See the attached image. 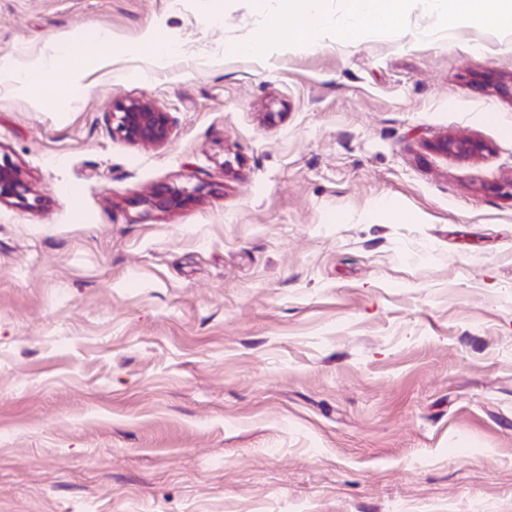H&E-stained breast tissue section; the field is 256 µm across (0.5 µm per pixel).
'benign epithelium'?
<instances>
[{"label": "benign epithelium", "mask_w": 512, "mask_h": 512, "mask_svg": "<svg viewBox=\"0 0 512 512\" xmlns=\"http://www.w3.org/2000/svg\"><path fill=\"white\" fill-rule=\"evenodd\" d=\"M112 132L134 145L161 146L168 143L173 134V125L169 113L163 111L151 101L132 100L118 101L112 104ZM437 148L448 150L462 156L478 154L485 146L471 139H445ZM30 187L22 171L6 159L0 160V203L15 200L19 203L27 201ZM188 200L185 191L162 187L152 197L153 207L161 210H172L183 206Z\"/></svg>", "instance_id": "7a95c632"}]
</instances>
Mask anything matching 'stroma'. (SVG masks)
Returning a JSON list of instances; mask_svg holds the SVG:
<instances>
[{"instance_id": "1", "label": "stroma", "mask_w": 512, "mask_h": 512, "mask_svg": "<svg viewBox=\"0 0 512 512\" xmlns=\"http://www.w3.org/2000/svg\"><path fill=\"white\" fill-rule=\"evenodd\" d=\"M277 8L0 0V58L70 86L0 77V512H512V36ZM279 15L293 40L304 38L308 30L322 22V0H278ZM289 24V26H288ZM112 53V36L110 33L101 32L98 36L86 43L78 57L71 63L78 71H85L97 66L100 61ZM6 75L15 78L33 99H41L46 96L62 98L70 93L67 84L55 83L50 86L46 81L43 69L38 66L30 67L18 74L13 70H9L6 72ZM110 117L112 132L134 145L161 146L173 134L169 113L151 101L115 102ZM437 148L448 153V150L460 154L462 156H470L478 154L485 150V146L478 141L471 139H444ZM31 192L22 171L12 162L1 158L0 160V203L10 202L11 199L18 203L27 201V195ZM186 200H188V195L184 190L171 187L157 189L150 199L152 206L161 210L180 208Z\"/></svg>"}]
</instances>
